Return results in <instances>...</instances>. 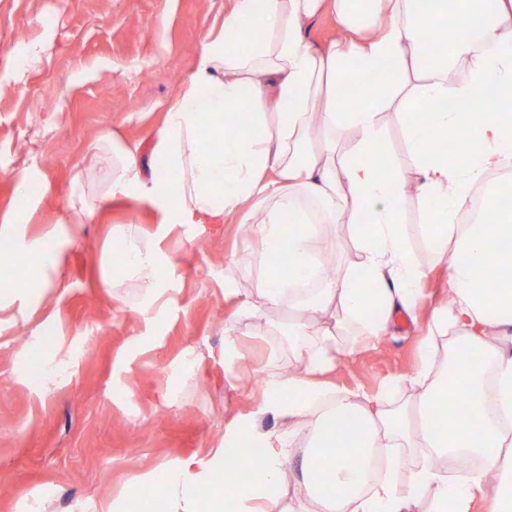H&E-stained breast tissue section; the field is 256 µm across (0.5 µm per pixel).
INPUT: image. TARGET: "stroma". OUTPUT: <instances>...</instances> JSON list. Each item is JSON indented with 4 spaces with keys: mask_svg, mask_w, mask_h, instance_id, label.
<instances>
[{
    "mask_svg": "<svg viewBox=\"0 0 512 512\" xmlns=\"http://www.w3.org/2000/svg\"><path fill=\"white\" fill-rule=\"evenodd\" d=\"M232 0H0V210L28 211L27 237L70 205L73 176L98 190L90 151L111 133L151 151V136L194 72L203 39ZM407 116H383L394 173L415 181ZM26 172V192L14 176ZM146 196L109 199L84 223L67 258L65 292L37 309H11L0 335V512H95L181 459L223 446L224 431L266 391L264 368L294 361L288 313L247 317L263 263L244 249L239 217L161 230ZM114 224L161 233L168 265L163 306L111 288ZM413 315L378 345L347 347L328 381L375 389L411 374L418 342L448 293L447 264L432 265ZM50 336L65 368L41 385L30 343ZM238 358L224 364V346Z\"/></svg>",
    "mask_w": 512,
    "mask_h": 512,
    "instance_id": "stroma-1",
    "label": "stroma"
}]
</instances>
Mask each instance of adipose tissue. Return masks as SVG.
<instances>
[{
	"label": "adipose tissue",
	"mask_w": 512,
	"mask_h": 512,
	"mask_svg": "<svg viewBox=\"0 0 512 512\" xmlns=\"http://www.w3.org/2000/svg\"><path fill=\"white\" fill-rule=\"evenodd\" d=\"M324 14L340 34L318 49L305 30ZM430 33L440 43L433 51ZM503 87L512 89V0H233L154 133L151 154L165 176L146 177L137 150L101 137L100 197L147 190L165 224L239 214L248 237L288 254L281 266L266 257L247 313L261 321L295 310L288 333L299 371L267 373L268 394L235 421L223 448L163 469L155 484L166 512H471L477 500L486 512H512V207L504 204L512 178L498 176L512 156V114L487 103ZM424 103L431 111H421ZM404 107L418 111L405 125L406 147L432 260L451 261L449 298L421 339L413 373L339 395L322 379L344 352L338 335L381 342L397 313L413 312L430 271L409 248L406 188L383 143L382 114ZM205 115L237 125V134L205 146ZM349 135L350 150L337 152ZM440 139L465 148L441 153ZM95 199L72 202L75 223L30 240L18 235L24 213H0V240L10 245L0 251V332L9 326L2 311L18 300L40 305L58 287L79 221L98 211ZM336 223L350 225L357 258L325 282L320 227ZM111 235L124 245L113 287L158 302V238L128 224ZM22 254L39 262L40 279L14 275ZM491 256L495 282L479 274ZM350 415L359 432H336L337 418ZM268 416L286 429L264 428ZM245 437L260 445L261 459L237 455L227 464L225 450L236 452ZM322 448L332 463L319 476L313 462ZM406 451L424 463L404 469ZM452 454L477 456L481 466L449 475L443 461ZM229 465L238 474L232 489L201 501L200 485Z\"/></svg>",
	"instance_id": "1"
}]
</instances>
